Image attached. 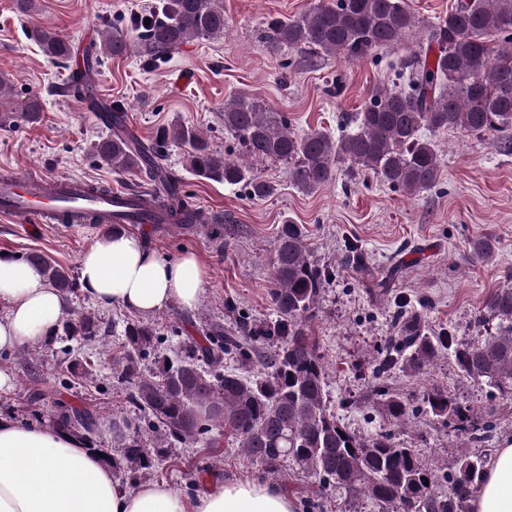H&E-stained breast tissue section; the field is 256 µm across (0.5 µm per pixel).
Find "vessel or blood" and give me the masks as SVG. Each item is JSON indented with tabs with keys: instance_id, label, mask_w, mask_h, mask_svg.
Returning a JSON list of instances; mask_svg holds the SVG:
<instances>
[{
	"instance_id": "obj_1",
	"label": "vessel or blood",
	"mask_w": 512,
	"mask_h": 512,
	"mask_svg": "<svg viewBox=\"0 0 512 512\" xmlns=\"http://www.w3.org/2000/svg\"><path fill=\"white\" fill-rule=\"evenodd\" d=\"M88 188L78 177L9 171L0 175V219L33 229L43 224L75 228L94 216L109 227L122 223L130 199L142 198L151 208L162 193L157 184L139 190L113 187L101 195L90 194Z\"/></svg>"
}]
</instances>
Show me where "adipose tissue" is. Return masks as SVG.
I'll use <instances>...</instances> for the list:
<instances>
[{"label":"adipose tissue","mask_w":512,"mask_h":512,"mask_svg":"<svg viewBox=\"0 0 512 512\" xmlns=\"http://www.w3.org/2000/svg\"><path fill=\"white\" fill-rule=\"evenodd\" d=\"M85 292L98 304L151 315L194 306L204 284L195 255L170 262L125 233L108 235L80 259ZM0 351L45 341L67 302L28 263L0 259ZM471 512H512V442L490 459ZM0 512H297V502L260 481L203 479L192 498L165 483L121 485L96 453L72 436L0 416Z\"/></svg>","instance_id":"obj_1"}]
</instances>
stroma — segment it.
Instances as JSON below:
<instances>
[{"label":"stroma","instance_id":"1","mask_svg":"<svg viewBox=\"0 0 512 512\" xmlns=\"http://www.w3.org/2000/svg\"><path fill=\"white\" fill-rule=\"evenodd\" d=\"M157 0H35L32 14H19L13 0H0V80L14 86L0 103V168L38 170L52 175L79 176L94 183L135 188L146 183L143 173L121 172L97 158L92 148L108 131L91 117L83 98L61 94L71 69L53 63L29 39L38 26L52 28L83 43L103 34L131 36V22ZM223 36L195 39L181 46L167 62L149 66L137 49L108 58L96 69L99 95L121 103L129 124L143 142L157 127L192 124L204 131L213 147L240 154L236 140L224 130V102L247 93L261 97L285 115L296 134L314 129L340 133V119H353L369 103L373 89L393 84L391 64L408 55L402 44L381 49L375 57L348 63L338 55L313 58L275 49L266 31L270 20L297 16L315 0H223ZM39 98L38 122L19 118V105ZM443 159L439 184L410 195L380 184L372 175L340 165L335 182L314 191L296 187L285 164L264 161L262 175L275 190L253 198L245 186H227L197 177L189 169L186 148L170 145L164 165L178 179L196 206L221 211L233 233L215 242L207 232L185 236L155 232L152 225L132 224L131 235L142 238L162 259L195 254L206 271L195 307L173 306L151 315L161 342L160 352L176 347L188 336L200 335L207 322L232 325L235 313L258 320L271 318L268 302L270 260L280 224L303 225L313 260L333 269L311 323L312 335L326 369L330 407L349 431L370 434L391 430L401 445L415 449L435 468H452L460 450L495 451L512 440V400L487 384L461 376L447 354L425 372L398 369L385 378L375 376L382 350L394 334L399 305L428 304L424 314L432 330L447 328L464 342L485 335L476 316L487 295L512 282V154L499 152L493 136L461 131L435 134ZM91 224L73 230L44 225L34 235L16 225L0 223V253L14 258L40 252L56 263L78 270L84 252L102 236ZM487 237L497 243L492 258L470 261V246ZM364 252L371 268L363 275L346 261L351 246ZM404 265L390 287H373L394 262ZM74 351L95 358L92 378L69 380L58 344L38 343L23 351L0 352V372L9 376L0 389V414L23 423L46 424L47 406L27 402V389L39 382L60 402L92 406L103 416L99 440L112 444L110 423L134 419L118 380L112 356L92 343L74 344ZM384 387L407 402L414 414L408 425L391 427L375 401L374 388ZM433 387L448 391L477 415L494 425L487 442L466 439L455 428L441 427L421 412V398ZM218 457L203 455L199 445L175 449L177 466L160 462L149 479L193 495L203 478L272 480L297 501L307 497L308 478L294 471L269 478L229 436L219 439Z\"/></svg>","mask_w":512,"mask_h":512}]
</instances>
